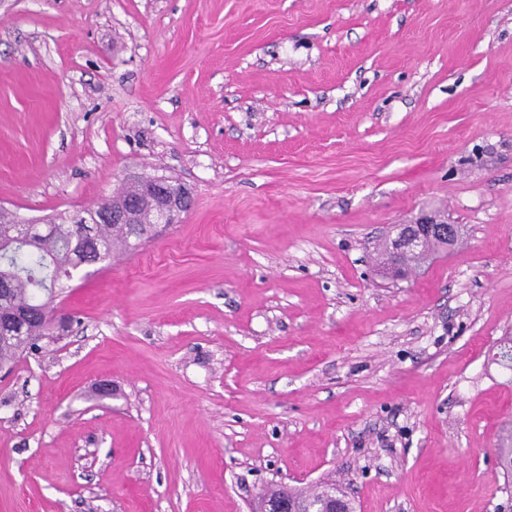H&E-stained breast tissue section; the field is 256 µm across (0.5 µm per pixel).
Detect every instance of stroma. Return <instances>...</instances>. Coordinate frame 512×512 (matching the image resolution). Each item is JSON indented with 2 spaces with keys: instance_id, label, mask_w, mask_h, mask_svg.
<instances>
[{
  "instance_id": "stroma-1",
  "label": "stroma",
  "mask_w": 512,
  "mask_h": 512,
  "mask_svg": "<svg viewBox=\"0 0 512 512\" xmlns=\"http://www.w3.org/2000/svg\"><path fill=\"white\" fill-rule=\"evenodd\" d=\"M157 176L190 210L0 371V512H512V0H0V205ZM424 221L457 245L380 271ZM281 484L284 488L280 497L271 499L263 494L257 502L250 505L249 512H295L297 509L288 498V493L294 488L288 483ZM320 498L310 500L308 505V512H349L348 508L344 507L346 496L337 497L336 491L330 488H326L325 491L320 494Z\"/></svg>"
}]
</instances>
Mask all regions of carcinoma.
I'll use <instances>...</instances> for the list:
<instances>
[{
    "label": "carcinoma",
    "instance_id": "1",
    "mask_svg": "<svg viewBox=\"0 0 512 512\" xmlns=\"http://www.w3.org/2000/svg\"><path fill=\"white\" fill-rule=\"evenodd\" d=\"M125 199L136 203L134 227L138 229V235L130 236L123 224H92L93 237L84 239L79 247L75 246L74 225L66 223L64 217L56 218L48 235L23 245L15 243L21 225L12 224L0 215V310L40 305L42 293L49 294L53 302L64 290V282L71 280L66 271H74L78 254L101 252L110 260L117 248H130L132 242L144 239L155 228L151 223V211L157 199L145 196L134 185L117 193L116 200ZM54 311L52 306L49 315L27 323L19 336L0 335V363L12 366L24 353L39 346L54 329ZM508 439L511 444L497 449V454L504 480L512 484V434Z\"/></svg>",
    "mask_w": 512,
    "mask_h": 512
}]
</instances>
